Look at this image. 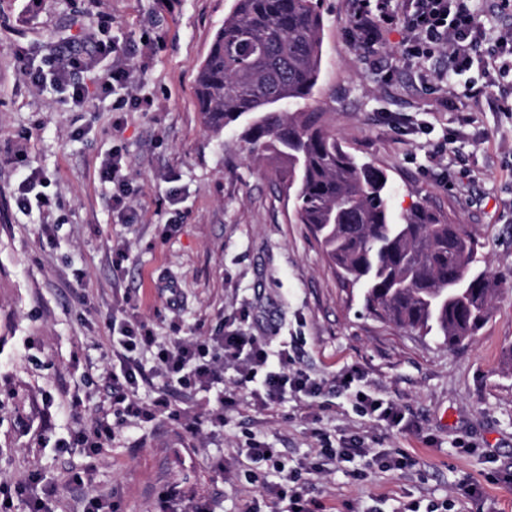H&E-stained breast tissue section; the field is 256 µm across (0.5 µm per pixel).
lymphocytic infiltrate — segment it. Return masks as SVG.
<instances>
[{
	"instance_id": "lymphocytic-infiltrate-1",
	"label": "lymphocytic infiltrate",
	"mask_w": 512,
	"mask_h": 512,
	"mask_svg": "<svg viewBox=\"0 0 512 512\" xmlns=\"http://www.w3.org/2000/svg\"><path fill=\"white\" fill-rule=\"evenodd\" d=\"M390 3L391 0H352L353 28L360 43L375 46L384 30L399 24L406 31L402 42L405 54L426 57L434 45L444 41L454 71L468 69L470 49L486 37L468 0H403L398 13L391 9ZM106 57L111 58L112 67L101 77L99 90L105 93L116 85L129 87L133 70L127 58L119 54L115 43L96 38L79 47L52 49L43 64L27 63L22 72L36 85L52 79L78 106L84 102L89 88L74 81V74L94 72L99 60ZM128 167L126 157L118 151L112 152L100 167L102 181L112 189L113 207L127 222L133 218ZM107 329L112 356L105 380L114 416L99 418L92 430L81 429L71 434L69 443L76 447H103L112 440L113 423L148 422L161 410L169 412L172 419H187L188 431L203 439L207 428L223 426L224 412L235 406L238 393H245L255 408L266 410L287 397L307 400L317 397L321 391L320 383L296 366L284 341L273 354L269 353L266 341L239 330L161 341L133 304L123 310L121 318L109 321ZM141 351L150 352L151 366H144L138 360ZM228 367L235 372V391L231 394L222 389L224 370ZM150 377L159 379L160 384L156 397L146 402L140 398L139 388ZM175 384L213 392L215 407L207 419H200L192 411L183 413L173 409L168 393ZM314 435L321 446L314 449L312 461L290 467L279 451L256 446L248 451L251 468L234 472V479L247 481L266 495L287 501L286 512H312L316 502L308 496L311 477L328 470L329 466L357 460L364 467L386 472L406 470L414 464L412 457L399 451L369 448L357 439L343 441L335 447L323 430H315Z\"/></svg>"
}]
</instances>
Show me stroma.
<instances>
[{
	"mask_svg": "<svg viewBox=\"0 0 512 512\" xmlns=\"http://www.w3.org/2000/svg\"><path fill=\"white\" fill-rule=\"evenodd\" d=\"M352 0H322L321 75L310 108L327 112L349 151L383 168L401 212L419 204L465 225L478 258L502 284L492 317L456 348L369 315L344 288L269 167L255 163L240 128L204 130L195 98L198 69L232 0H102L106 37L135 50L134 85L92 91L74 106L52 83L32 85L19 48L45 52L97 33L87 0H0V475L38 479L57 512H84L96 495L116 512H157L177 485L215 512H277L275 499L234 482L215 464L247 466L253 442L289 465L349 437L393 448L415 465L354 479L349 464L314 477L310 498L328 512H402L450 502L452 512H512V80L468 96L485 81L481 61L449 76L444 48L403 55L402 27L374 48L355 41ZM155 42L143 51L140 39ZM146 99L132 108L129 94ZM23 149L50 207L17 203ZM129 160L135 220L112 207L102 161ZM179 223H172V216ZM129 258L112 264L113 246ZM86 275L76 283L72 273ZM181 290L173 314L167 285ZM134 302L158 336L210 335L233 325L268 341L288 337L298 367L320 382L312 410L295 398L260 410L241 399L224 414L217 445L202 446L167 413L119 425L103 448H59L102 414L105 388L90 367L108 350L106 320ZM357 371L351 390L334 376ZM394 403L403 419L388 429L356 410V391ZM52 395L53 405L42 403ZM475 485L482 503L465 498Z\"/></svg>",
	"mask_w": 512,
	"mask_h": 512,
	"instance_id": "1",
	"label": "stroma"
}]
</instances>
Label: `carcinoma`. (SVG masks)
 Segmentation results:
<instances>
[{
  "label": "carcinoma",
  "instance_id": "obj_1",
  "mask_svg": "<svg viewBox=\"0 0 512 512\" xmlns=\"http://www.w3.org/2000/svg\"><path fill=\"white\" fill-rule=\"evenodd\" d=\"M322 31L317 0H234L197 73L202 124L214 135L242 127L250 156L273 166L296 220L371 314L462 346L488 324L500 283L479 268L464 225L423 205L394 215L387 174L307 110Z\"/></svg>",
  "mask_w": 512,
  "mask_h": 512
}]
</instances>
